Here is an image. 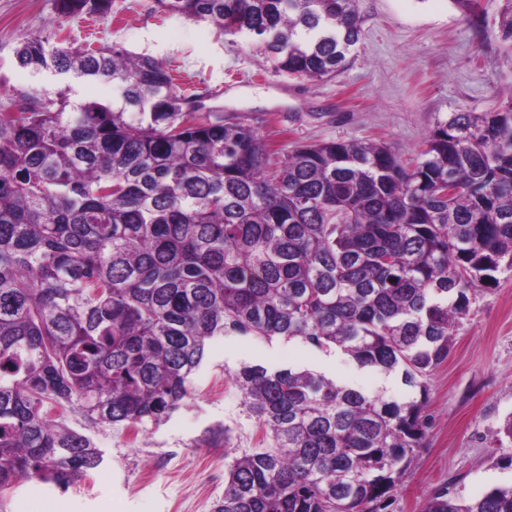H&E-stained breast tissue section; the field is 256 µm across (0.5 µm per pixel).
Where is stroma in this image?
Masks as SVG:
<instances>
[{
	"mask_svg": "<svg viewBox=\"0 0 512 512\" xmlns=\"http://www.w3.org/2000/svg\"><path fill=\"white\" fill-rule=\"evenodd\" d=\"M472 25L454 0H358L362 32L335 77L309 81L279 72L261 45L217 34L207 23L156 11L153 0H112V14L57 17L52 0H0V96L52 84L20 69L17 42L60 30L69 43L105 42L152 57L205 108L257 128L274 150L327 140L384 142L401 160L417 157L438 118L492 112L512 96V53L500 38L502 0H479ZM307 368L369 395L418 398L401 373L360 367L338 350L300 340L230 334L212 340L192 379V397L139 434L69 427L92 437L106 464L67 490L26 482L9 491L11 512H212L233 456L257 448L261 432L231 379L242 364ZM425 446L393 492V512H425L440 488L468 499L512 481V271L480 288L454 331L448 358L428 379ZM230 430L229 447L207 442Z\"/></svg>",
	"mask_w": 512,
	"mask_h": 512,
	"instance_id": "stroma-1",
	"label": "stroma"
}]
</instances>
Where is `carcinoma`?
<instances>
[{
    "label": "carcinoma",
    "instance_id": "1",
    "mask_svg": "<svg viewBox=\"0 0 512 512\" xmlns=\"http://www.w3.org/2000/svg\"><path fill=\"white\" fill-rule=\"evenodd\" d=\"M106 18L112 0H53ZM246 35L274 67L331 78L361 35L357 0H154ZM501 40L512 47V0ZM17 64L66 86L0 98V512L23 481L66 489L105 451L70 428L144 431L191 398L216 337L301 339L399 371L386 400L309 369L233 380L271 440L227 464L213 512H389L422 447L427 379L471 295L512 270V96L437 121L414 163L384 143L298 145L203 111L152 57L22 38ZM72 80L120 100L72 101ZM426 512H512V484Z\"/></svg>",
    "mask_w": 512,
    "mask_h": 512
}]
</instances>
